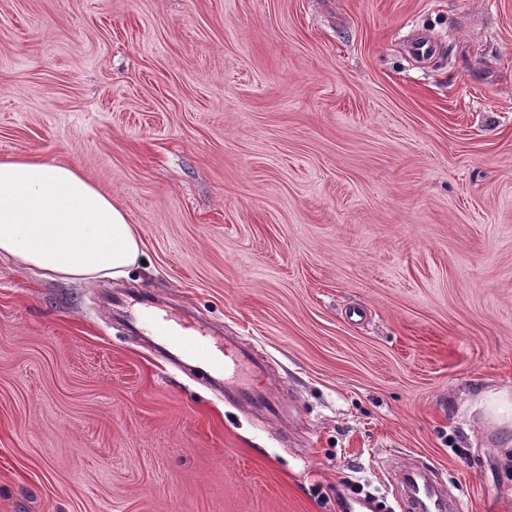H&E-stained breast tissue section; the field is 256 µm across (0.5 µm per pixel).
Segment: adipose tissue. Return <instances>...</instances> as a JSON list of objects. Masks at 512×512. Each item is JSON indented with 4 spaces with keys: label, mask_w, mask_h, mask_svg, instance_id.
Segmentation results:
<instances>
[{
    "label": "adipose tissue",
    "mask_w": 512,
    "mask_h": 512,
    "mask_svg": "<svg viewBox=\"0 0 512 512\" xmlns=\"http://www.w3.org/2000/svg\"><path fill=\"white\" fill-rule=\"evenodd\" d=\"M141 254L126 211L76 166L0 160V256L46 279L95 282L126 275Z\"/></svg>",
    "instance_id": "1"
}]
</instances>
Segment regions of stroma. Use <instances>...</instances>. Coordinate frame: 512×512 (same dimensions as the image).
<instances>
[{"label":"stroma","mask_w":512,"mask_h":512,"mask_svg":"<svg viewBox=\"0 0 512 512\" xmlns=\"http://www.w3.org/2000/svg\"><path fill=\"white\" fill-rule=\"evenodd\" d=\"M30 156L144 261L0 260V512H403L419 461L512 512L471 409L512 389V0H0V159ZM129 289L247 343L278 415L126 333Z\"/></svg>","instance_id":"35a3bbf8"}]
</instances>
